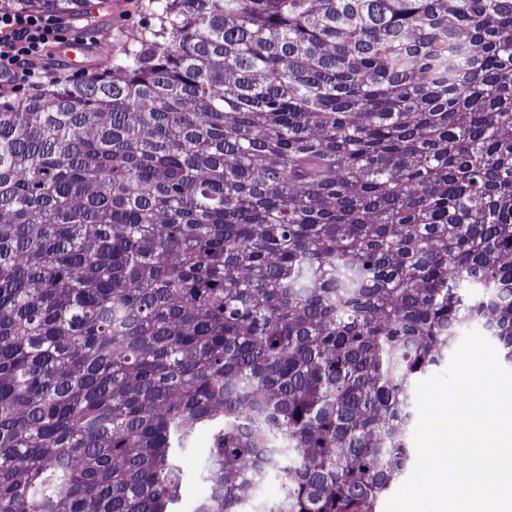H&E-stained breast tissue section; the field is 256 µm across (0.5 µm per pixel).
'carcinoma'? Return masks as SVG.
<instances>
[{
	"mask_svg": "<svg viewBox=\"0 0 512 512\" xmlns=\"http://www.w3.org/2000/svg\"><path fill=\"white\" fill-rule=\"evenodd\" d=\"M85 14L86 0H13ZM0 103V512H375L417 378L512 360V0H148ZM97 63L95 53L89 55V57L85 60V65L82 69H73L69 67L63 60H61L58 56H55L53 60H45L39 64L40 69L43 71L41 82L45 81L46 78L52 74L53 72L59 70H66L70 74L81 76L83 73L88 74L91 71V68L95 66ZM472 329H477V330H479L482 334H484V335L489 339V341H490V342L494 345V347L496 348V350H497V352H498L499 360H500V362H501V364H502L503 366H505V367H507V368H512V366H511V365H508L507 363H504V362L502 361L501 351H500V348H499L498 344H497L494 340H492L489 336H487V335H486V331H485V329H484V327H483L482 323H481V322H477V321H476V322H472V323L468 324L466 327H464V328L461 330V332H460V334H459V336H460V337H459V339H458V342H457V344L455 345L454 349L452 350L451 354H450L449 356H448V355H445V357L442 359V361L440 362V364H439L437 367H435L434 369H432L429 373H427L426 375H424L423 377H421L419 381L424 380V379H427V378H429V377H431V376H433V375H435V374H440V373L444 372V371L446 370L447 366H448V363H449V360H450V357H451L452 353L455 351V349H456V348L458 347V345L460 344V342H461V340H462L463 335H464L467 331L472 330ZM419 381H418V382H419ZM210 447V433L202 430L196 434L192 448L182 456L181 462L187 475L182 485L181 506L183 512H193L196 502L207 493V487L197 480V472ZM281 476L279 473H271L268 478L260 484L262 488L266 491L265 493H262L261 495L256 493L255 489L252 494V499L247 502L243 506V510L245 512H259L264 507H255V504H271L273 501H275L279 496L281 492ZM265 506V507H266Z\"/></svg>",
	"mask_w": 512,
	"mask_h": 512,
	"instance_id": "1",
	"label": "carcinoma"
}]
</instances>
